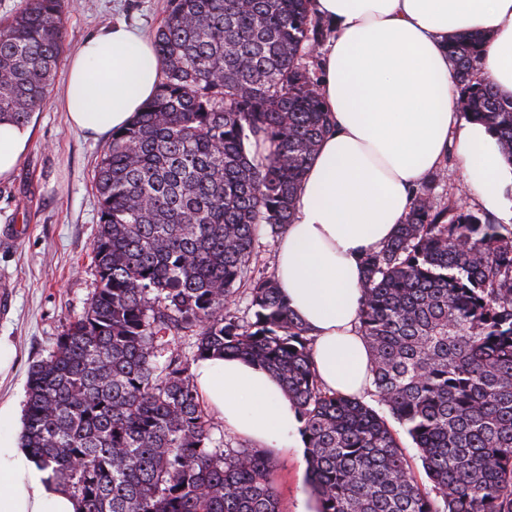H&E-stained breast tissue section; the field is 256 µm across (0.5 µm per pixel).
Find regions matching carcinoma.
<instances>
[{
    "label": "carcinoma",
    "mask_w": 512,
    "mask_h": 512,
    "mask_svg": "<svg viewBox=\"0 0 512 512\" xmlns=\"http://www.w3.org/2000/svg\"><path fill=\"white\" fill-rule=\"evenodd\" d=\"M68 0L0 22V122L50 94ZM324 28L309 0H166L157 90L112 133L93 182L95 287L32 364L22 446L78 512H281L266 448L213 445L191 365L248 358L300 414L316 512H512V224L423 192L364 260L370 396L327 390L275 278L247 288L260 233L294 219L331 118L303 65ZM483 38L453 39L459 103L512 162V101L478 76ZM195 336L191 356L168 337ZM430 486L416 480L402 436Z\"/></svg>",
    "instance_id": "obj_1"
}]
</instances>
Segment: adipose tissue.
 Returning a JSON list of instances; mask_svg holds the SVG:
<instances>
[{
    "mask_svg": "<svg viewBox=\"0 0 512 512\" xmlns=\"http://www.w3.org/2000/svg\"><path fill=\"white\" fill-rule=\"evenodd\" d=\"M332 35L319 93L332 117L300 184L295 216L275 242V279L313 338L322 384L359 397L371 386L359 330L363 261L395 235L427 176L456 141L467 184L488 212L512 217V163L487 125L460 117L451 39L484 37L482 75L512 98V0H310ZM154 42L109 23L69 61L63 101L91 136L129 125L152 97ZM31 129L0 125V178L26 152ZM201 400L225 429L262 448L297 444L301 423L278 378L239 357L195 362ZM0 512H76V502L20 440L0 435Z\"/></svg>",
    "mask_w": 512,
    "mask_h": 512,
    "instance_id": "obj_1",
    "label": "adipose tissue"
}]
</instances>
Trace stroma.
<instances>
[{
    "label": "stroma",
    "mask_w": 512,
    "mask_h": 512,
    "mask_svg": "<svg viewBox=\"0 0 512 512\" xmlns=\"http://www.w3.org/2000/svg\"><path fill=\"white\" fill-rule=\"evenodd\" d=\"M163 17V0H72L67 48L75 50L116 19L151 34ZM65 77L58 68L53 92L31 121L27 152L14 174L0 179V291L8 296L0 305V340L16 350L10 372L0 377V401L10 398L21 407L29 366L48 355L94 287L90 254L99 214L92 176L107 138L69 126L59 103ZM425 193L435 208L451 202L479 208L453 150L430 175ZM276 460L283 512H314L304 449H282Z\"/></svg>",
    "instance_id": "obj_1"
}]
</instances>
